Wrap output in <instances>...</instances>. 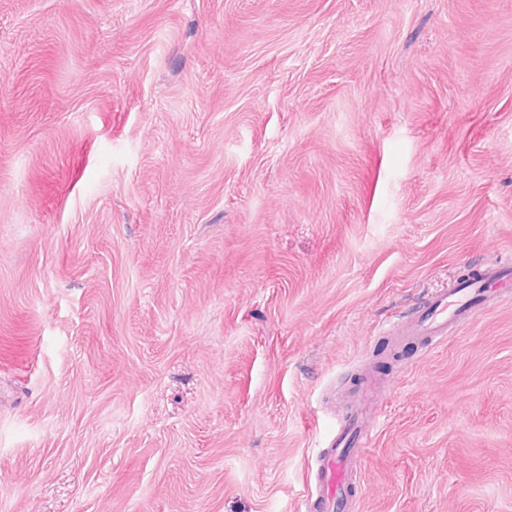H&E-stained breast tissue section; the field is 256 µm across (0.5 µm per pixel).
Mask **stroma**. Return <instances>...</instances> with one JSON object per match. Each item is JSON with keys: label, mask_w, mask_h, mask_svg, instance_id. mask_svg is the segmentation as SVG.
I'll return each mask as SVG.
<instances>
[{"label": "stroma", "mask_w": 512, "mask_h": 512, "mask_svg": "<svg viewBox=\"0 0 512 512\" xmlns=\"http://www.w3.org/2000/svg\"><path fill=\"white\" fill-rule=\"evenodd\" d=\"M512 0H0V512H512ZM476 277L462 288L431 295L412 314L398 323L390 336L399 341H437L448 337L450 328L471 318L479 305L492 303L503 289L512 288V261H488ZM358 407L353 411L355 403ZM375 402L371 384L353 393L350 409L330 448H325L307 472L306 512H350L356 497L357 473L361 446L368 441L371 430L363 416ZM314 487V489L312 488Z\"/></svg>", "instance_id": "stroma-1"}]
</instances>
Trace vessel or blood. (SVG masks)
I'll list each match as a JSON object with an SVG mask.
<instances>
[{
  "instance_id": "1",
  "label": "vessel or blood",
  "mask_w": 512,
  "mask_h": 512,
  "mask_svg": "<svg viewBox=\"0 0 512 512\" xmlns=\"http://www.w3.org/2000/svg\"><path fill=\"white\" fill-rule=\"evenodd\" d=\"M512 288V261L494 260L477 270L471 283L431 295L412 314L398 323L393 337L399 341H442L450 328L471 318L477 307L492 303L501 290ZM353 410L347 411L335 441L324 449L307 472L309 491L305 512H351L356 496L361 448L371 430L363 416L375 402L372 387L351 395Z\"/></svg>"
}]
</instances>
